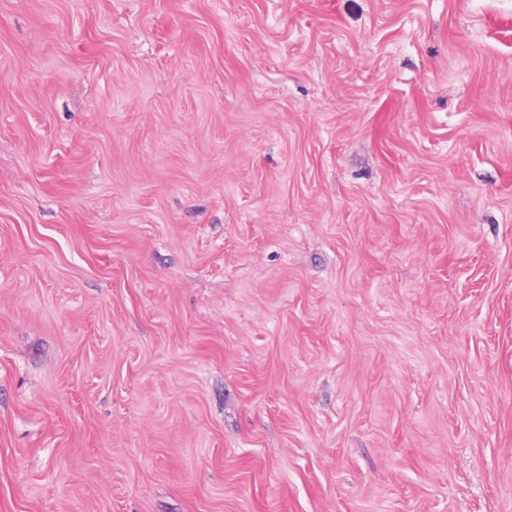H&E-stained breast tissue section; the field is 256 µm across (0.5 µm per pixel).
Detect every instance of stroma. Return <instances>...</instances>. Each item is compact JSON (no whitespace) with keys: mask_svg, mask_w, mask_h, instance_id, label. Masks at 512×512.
<instances>
[{"mask_svg":"<svg viewBox=\"0 0 512 512\" xmlns=\"http://www.w3.org/2000/svg\"><path fill=\"white\" fill-rule=\"evenodd\" d=\"M0 512H512V0H0Z\"/></svg>","mask_w":512,"mask_h":512,"instance_id":"35a3bbf8","label":"stroma"}]
</instances>
